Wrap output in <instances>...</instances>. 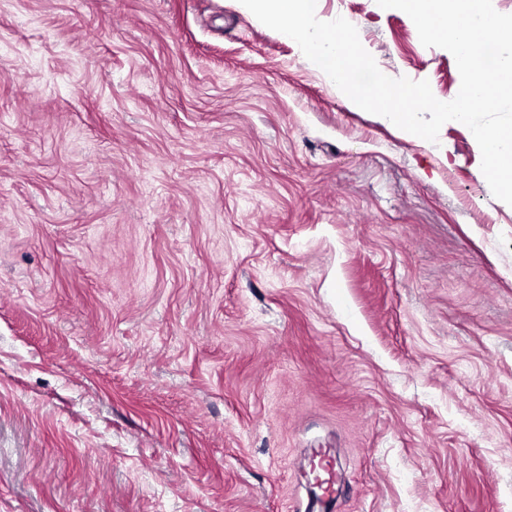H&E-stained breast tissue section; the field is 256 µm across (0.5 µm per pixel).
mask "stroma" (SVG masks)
<instances>
[{
  "label": "stroma",
  "mask_w": 512,
  "mask_h": 512,
  "mask_svg": "<svg viewBox=\"0 0 512 512\" xmlns=\"http://www.w3.org/2000/svg\"><path fill=\"white\" fill-rule=\"evenodd\" d=\"M387 76L454 57L317 0ZM237 0H0V512H512V206Z\"/></svg>",
  "instance_id": "stroma-1"
}]
</instances>
